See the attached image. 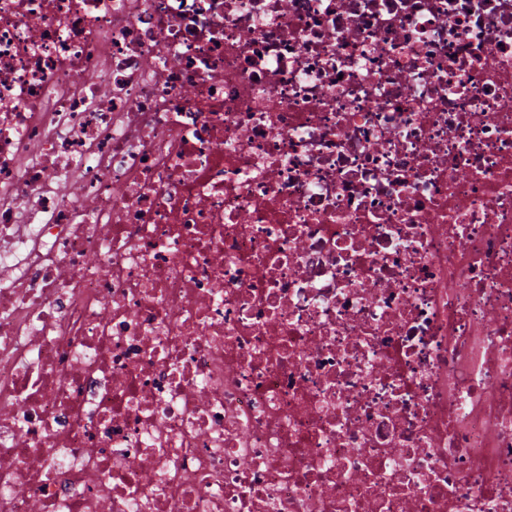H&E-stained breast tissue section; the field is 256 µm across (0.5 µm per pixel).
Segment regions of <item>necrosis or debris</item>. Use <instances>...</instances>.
I'll return each mask as SVG.
<instances>
[{"label":"necrosis or debris","mask_w":512,"mask_h":512,"mask_svg":"<svg viewBox=\"0 0 512 512\" xmlns=\"http://www.w3.org/2000/svg\"><path fill=\"white\" fill-rule=\"evenodd\" d=\"M512 512V0H0V512Z\"/></svg>","instance_id":"1"}]
</instances>
